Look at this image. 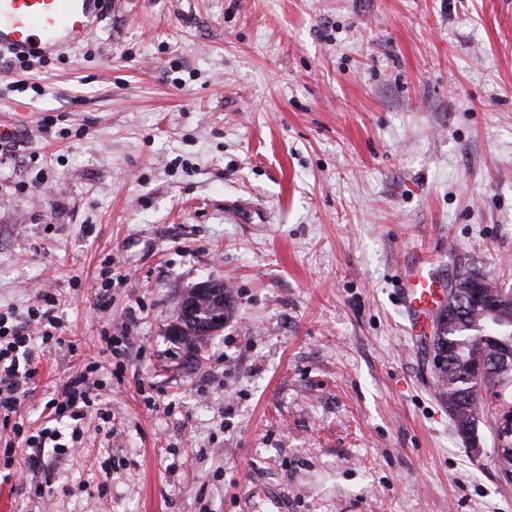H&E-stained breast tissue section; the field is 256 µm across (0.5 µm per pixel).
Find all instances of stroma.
<instances>
[{
	"label": "stroma",
	"instance_id": "1",
	"mask_svg": "<svg viewBox=\"0 0 512 512\" xmlns=\"http://www.w3.org/2000/svg\"><path fill=\"white\" fill-rule=\"evenodd\" d=\"M27 78L0 72V312L50 289L67 345L21 415L135 341L78 454L22 479L29 449L0 453V512H266L261 484L291 512H512L490 417L474 453L398 301L419 252L512 287V0H112ZM209 280L231 305L188 364L168 328Z\"/></svg>",
	"mask_w": 512,
	"mask_h": 512
}]
</instances>
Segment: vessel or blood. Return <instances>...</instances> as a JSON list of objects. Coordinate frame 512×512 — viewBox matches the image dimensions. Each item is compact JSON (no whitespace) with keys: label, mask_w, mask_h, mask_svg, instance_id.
<instances>
[{"label":"vessel or blood","mask_w":512,"mask_h":512,"mask_svg":"<svg viewBox=\"0 0 512 512\" xmlns=\"http://www.w3.org/2000/svg\"><path fill=\"white\" fill-rule=\"evenodd\" d=\"M112 0H0V53L14 57L61 55L95 32ZM431 260L414 257L405 267L400 304L409 336L424 334L443 302Z\"/></svg>","instance_id":"obj_1"}]
</instances>
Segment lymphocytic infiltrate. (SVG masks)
<instances>
[{"label": "lymphocytic infiltrate", "mask_w": 512, "mask_h": 512, "mask_svg": "<svg viewBox=\"0 0 512 512\" xmlns=\"http://www.w3.org/2000/svg\"><path fill=\"white\" fill-rule=\"evenodd\" d=\"M36 300V306L28 308L23 323L10 326L0 316V448L8 454L21 445L38 451L45 449L55 456L73 455L84 435L86 408L93 401V375L100 368L99 362H88L69 378L62 398L52 399V426L29 430L24 423L11 419L35 376L34 360L39 350L66 344L54 332L55 297L42 291Z\"/></svg>", "instance_id": "1"}]
</instances>
